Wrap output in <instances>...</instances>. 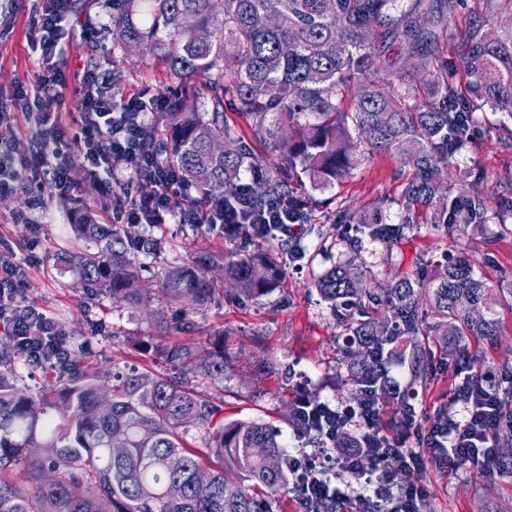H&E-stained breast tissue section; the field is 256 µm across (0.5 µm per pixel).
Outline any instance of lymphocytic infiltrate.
Here are the masks:
<instances>
[{
	"mask_svg": "<svg viewBox=\"0 0 512 512\" xmlns=\"http://www.w3.org/2000/svg\"><path fill=\"white\" fill-rule=\"evenodd\" d=\"M32 24L37 32L41 72L35 82L17 86L10 101L0 100V196L25 192L44 203L47 192L68 191L65 157L80 145L91 174L101 176L113 195L108 220L113 224H211L233 236L239 225L252 224L255 242L301 241L304 221L299 201L280 196L254 208L248 187L225 199L223 208L196 207L197 190L179 168L148 153L142 134L149 113L163 112L166 97L142 90H112L110 59L79 75L70 88L64 68V23L70 0H34ZM73 108L64 119V105ZM23 111L34 135L24 138L6 124L7 108ZM131 170V177L120 174ZM24 275L12 246L0 239V332L28 346L32 364L61 359L67 341L51 318L23 304ZM371 367L353 368L352 397L328 399L299 393L293 397L294 438L298 449L288 456V471L298 491L301 512L331 506L344 512H422L426 490L414 476L425 463L456 470L491 472L498 452L496 434L506 428L498 388L512 381V370L484 368L468 372L454 365L448 387L452 417L411 403L389 362L392 348L370 347ZM347 479L346 489L337 480Z\"/></svg>",
	"mask_w": 512,
	"mask_h": 512,
	"instance_id": "lymphocytic-infiltrate-1",
	"label": "lymphocytic infiltrate"
}]
</instances>
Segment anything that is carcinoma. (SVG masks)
<instances>
[{
    "label": "carcinoma",
    "instance_id": "obj_1",
    "mask_svg": "<svg viewBox=\"0 0 512 512\" xmlns=\"http://www.w3.org/2000/svg\"><path fill=\"white\" fill-rule=\"evenodd\" d=\"M462 0H123L112 18L113 45L149 52L165 62L180 96L144 133L149 152L172 161L216 200L233 195L242 173L269 172L268 156L254 153L224 121V97L271 154L297 179L320 184L341 179L367 155L397 157L411 170L397 198L396 224L377 212L357 223L360 232L390 246L424 222L452 230L486 224L491 203L481 192L454 190L439 179L441 167L461 154L484 106L512 116V29L493 37L475 14L461 32L456 56L439 48L442 31ZM405 39L407 67L382 76L377 44ZM429 80L416 79L415 69ZM463 68L468 93L452 73ZM231 72L229 81L224 73ZM252 201L297 196L291 179L269 175L252 184ZM72 227L87 247L61 259L74 283L90 295L151 310L155 295L142 283L138 256H155L163 244L120 224H99L92 209L72 211ZM229 279L241 297L272 288L280 268L254 250L224 262L202 253L189 266L170 269L162 298L193 313L221 301L213 271ZM392 284L379 296L364 275L346 265L326 271L316 288L328 302L356 308L340 327L381 340L399 320L410 336H445L455 351L464 336H493L497 323L489 287L463 257L434 273L431 307L420 308L415 289L426 284L407 272H388ZM178 375L135 371L70 377L54 401L18 386L13 368L26 361L14 338L0 345V512H271L254 486L288 492V467L280 431L262 420L224 421L223 405L204 391L198 376H224V351L208 353L194 342L169 351ZM52 408L59 421L40 423ZM208 440V461L187 446L190 431ZM121 448L119 456L112 449ZM179 456L180 471L167 459ZM19 463L32 487L7 479ZM178 482L184 492L168 495Z\"/></svg>",
    "mask_w": 512,
    "mask_h": 512
}]
</instances>
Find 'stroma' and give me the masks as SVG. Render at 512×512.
Returning a JSON list of instances; mask_svg holds the SVG:
<instances>
[{"mask_svg":"<svg viewBox=\"0 0 512 512\" xmlns=\"http://www.w3.org/2000/svg\"><path fill=\"white\" fill-rule=\"evenodd\" d=\"M32 10V0H0V97H9L18 85L35 80L40 71L30 23ZM112 15L102 0H95L89 15L70 13L65 23L68 71L87 69L90 55L105 51L117 77V90L172 94L176 81L157 58L146 52L121 54L108 40L89 42L85 20L103 28L111 25ZM399 168L396 157L378 154L333 187L305 184L314 223L304 238L305 256L297 264L286 265L280 285L253 299L227 296L221 304L187 315L182 328L166 332L147 312L112 303L105 296L89 298L61 270L58 258L63 252L85 247L72 233L70 208L81 202L102 212L109 205L97 192V180L86 170L79 147L69 153V171L81 184V192L69 200L47 199L41 208L25 193L0 197V235L10 241L17 257L35 252L36 263L25 269L23 296L53 318L57 331L67 334L74 352L72 371L110 374L135 368L144 373H170L174 366L168 353L175 345L196 342L209 351L223 347L224 377L204 380V390L223 401L225 419L273 422L288 452L295 446L289 419L293 390L286 383L289 373L309 377L310 391L332 399L352 393L348 367L360 361L357 345L346 342L338 325L335 307L315 287L329 268L366 261L375 275L372 286L380 292L389 284L386 271L390 267L411 272L418 259L425 258L437 270L448 254L467 257L475 275L490 287L512 280V234H503L494 219L477 229L452 231L421 224L391 247L366 237L358 246H350L345 228H334L333 212L345 208L369 216L378 209L385 222H397L395 200L403 184ZM441 179L462 181L489 197L495 207L512 201V117L488 109L480 112L472 146L444 169ZM15 215L39 224L38 235H31L25 225L12 223ZM134 232L149 233L164 242L162 252L147 260L151 268L147 286L153 291L161 288L170 267L191 263L197 252H215L232 261L242 251L239 241L206 225L164 224L152 229L138 225ZM493 310L497 334L467 337L466 345L481 364L512 365V302L497 300ZM412 342L407 336L398 345L402 382L415 389L428 406H440L448 392V374L436 362L446 358V342L439 336L416 341L428 364L421 379L412 370ZM417 479L428 492L424 512H512V475L482 476L464 468L446 473L429 463Z\"/></svg>","mask_w":512,"mask_h":512,"instance_id":"35a3bbf8","label":"stroma"}]
</instances>
